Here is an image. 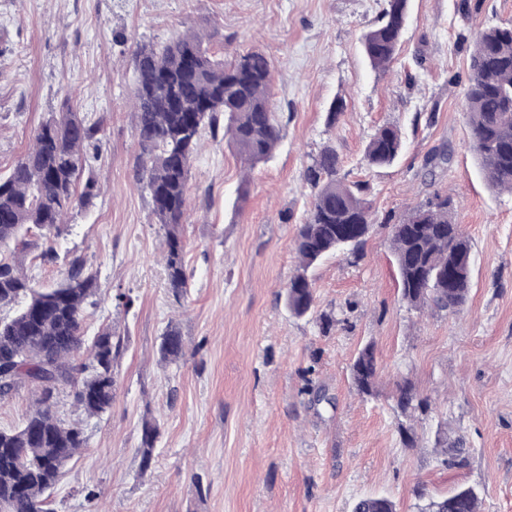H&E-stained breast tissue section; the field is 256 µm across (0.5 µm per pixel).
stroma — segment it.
Listing matches in <instances>:
<instances>
[{"mask_svg": "<svg viewBox=\"0 0 512 512\" xmlns=\"http://www.w3.org/2000/svg\"><path fill=\"white\" fill-rule=\"evenodd\" d=\"M457 3L411 0L397 59L378 72L361 37L382 0H0V175L51 114L102 123L99 157L81 174L100 192L61 225L55 260L41 259L35 235L0 258L41 288L82 259L98 287L86 338L107 325L124 338L107 413L83 418L71 390L57 396L58 417L82 420L87 446L52 490V512H350L368 495L416 512V489L459 486L480 491L481 512H512V194L483 180L462 113L465 38L512 24V0H481L467 17ZM188 30L212 52L269 57L282 139L249 172L223 137L203 133L182 226L192 278L178 298L161 262L165 231L137 180L129 96L136 46ZM338 98L345 107L331 126ZM385 124L400 126L405 150L393 166L367 167L365 146ZM327 145L342 177L369 183L376 224L360 255L315 266V312L296 317L285 287L312 198L303 172ZM442 149L450 161L428 166ZM437 191L451 197L472 247L471 292L455 316L402 300L384 225ZM120 291L130 309L117 307ZM323 313L334 319L326 330ZM171 325L185 352L166 365L158 347ZM369 342L379 376L376 394L363 396L350 365ZM406 381L427 402L407 420L411 447L394 401ZM317 388L332 404L313 402ZM147 418L159 436L145 470L137 448ZM442 431L464 441L458 464L434 451ZM88 486L97 502L85 499Z\"/></svg>", "mask_w": 512, "mask_h": 512, "instance_id": "1", "label": "stroma"}]
</instances>
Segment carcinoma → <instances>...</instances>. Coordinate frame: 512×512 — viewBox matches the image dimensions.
<instances>
[{
    "label": "carcinoma",
    "instance_id": "obj_1",
    "mask_svg": "<svg viewBox=\"0 0 512 512\" xmlns=\"http://www.w3.org/2000/svg\"><path fill=\"white\" fill-rule=\"evenodd\" d=\"M409 11V0H384L379 24L362 37L371 67L384 70L394 61ZM134 135L141 149L138 180L150 196L153 212L165 230L164 262L169 288L180 295L189 288L181 226L188 207L191 162L202 131H217L242 162L253 168L266 163L281 140V126L271 95L272 65L259 50L217 59L203 37L186 32L157 47L135 50ZM463 113L471 144L487 185L512 191V25L489 26L474 35L469 73L463 91ZM101 121L77 112H61L35 130L32 147L0 177V246L18 240L26 226L48 239L64 216L87 207L99 193L88 180L78 188L97 149ZM404 141L395 125L377 130L366 145L369 167L392 164ZM313 201L296 228L298 266L285 292L288 310L303 317L314 310L308 270L323 257L357 254L373 230L375 216L365 183L339 176L336 149L325 146L306 168ZM402 299L413 309L459 313L471 286V247L454 219L448 196L438 192L423 205L388 225ZM97 291L96 278L84 262L73 259L54 288H37L15 264L0 259V308L19 305L0 319V399L24 384L37 392L24 423L0 430V512H52L48 496L66 465L86 445L79 423L57 419L55 398L63 387L75 388V401L88 417H99L115 397L114 364L123 339L112 327L102 328L78 360L85 344V307ZM184 352L180 331L171 326L159 349L160 359L175 363ZM357 390L375 391L377 360L373 345L359 353L352 367ZM413 387L398 386L396 406L408 418L423 407ZM159 435L156 423L142 424L138 453L142 469L151 466ZM442 463L453 465L466 453L463 440H437ZM417 512H480V493L460 487L436 498L416 492ZM352 512H396L386 497L362 498Z\"/></svg>",
    "mask_w": 512,
    "mask_h": 512
}]
</instances>
